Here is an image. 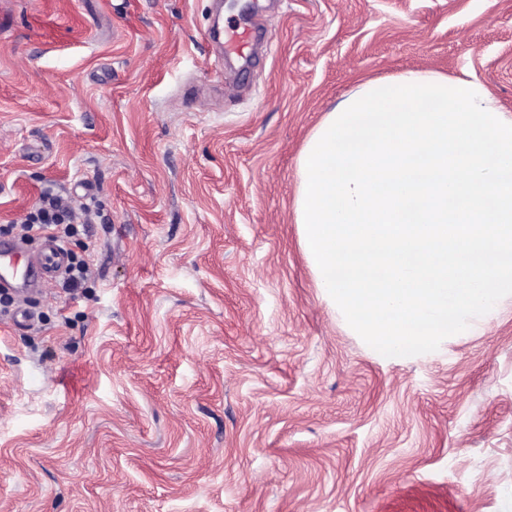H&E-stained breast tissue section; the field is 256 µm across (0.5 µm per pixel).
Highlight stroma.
<instances>
[{
    "label": "stroma",
    "mask_w": 512,
    "mask_h": 512,
    "mask_svg": "<svg viewBox=\"0 0 512 512\" xmlns=\"http://www.w3.org/2000/svg\"><path fill=\"white\" fill-rule=\"evenodd\" d=\"M0 0V227L86 199L92 276L0 309V512H502L512 303L414 360L322 297L298 158L375 78L467 71L512 113V0ZM204 39L219 42L224 47L225 53H234L243 58H247L252 53L255 43L253 29L244 27L239 30V27L230 25V23L227 27H224V24H217L207 29Z\"/></svg>",
    "instance_id": "35a3bbf8"
}]
</instances>
